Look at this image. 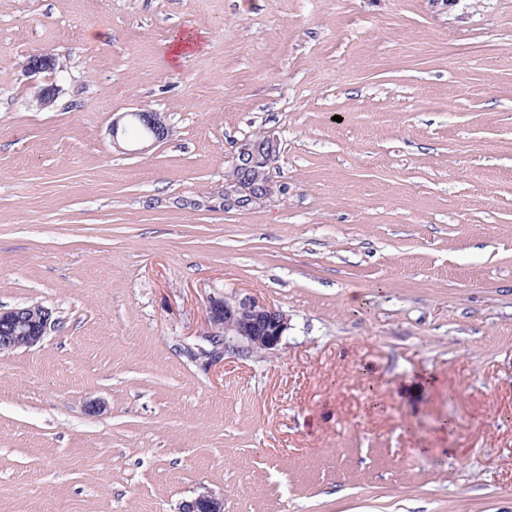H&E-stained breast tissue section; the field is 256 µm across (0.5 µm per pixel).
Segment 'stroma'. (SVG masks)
Segmentation results:
<instances>
[{
  "instance_id": "stroma-1",
  "label": "stroma",
  "mask_w": 512,
  "mask_h": 512,
  "mask_svg": "<svg viewBox=\"0 0 512 512\" xmlns=\"http://www.w3.org/2000/svg\"><path fill=\"white\" fill-rule=\"evenodd\" d=\"M140 109L167 138L113 147ZM265 133L280 193L225 205ZM225 295L277 350L209 362ZM22 305L55 326L0 354V512H512V0H0ZM126 118V124L121 126V121ZM132 122H136L143 131L140 137L143 141H151L153 145L165 140L169 131L161 120V117L156 112H149L146 110H136L131 112H124L118 118L113 119L110 128L113 144L117 145L120 135L126 133V127ZM179 512H224V501L204 488L194 498L183 501Z\"/></svg>"
}]
</instances>
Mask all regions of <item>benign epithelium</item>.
Returning <instances> with one entry per match:
<instances>
[{
    "label": "benign epithelium",
    "mask_w": 512,
    "mask_h": 512,
    "mask_svg": "<svg viewBox=\"0 0 512 512\" xmlns=\"http://www.w3.org/2000/svg\"><path fill=\"white\" fill-rule=\"evenodd\" d=\"M57 69L56 58L36 54L29 58L27 71L32 75L52 73ZM137 123L143 131L141 140L157 144L165 140L169 131L159 114L146 110L124 112L112 120V142L126 133V126ZM278 140L270 135L248 138L240 143L231 172L241 174L257 166L261 159L276 154ZM276 193L270 179L242 186L238 180L228 181L224 202L238 207L268 199ZM207 340L211 354L221 358L225 353L238 356L268 353L278 348L290 328L288 314L251 296L215 298L207 311ZM53 325L51 312L38 305L15 307L0 311V353L21 346L38 345ZM179 512H224V501L209 490L183 501Z\"/></svg>",
    "instance_id": "benign-epithelium-1"
}]
</instances>
